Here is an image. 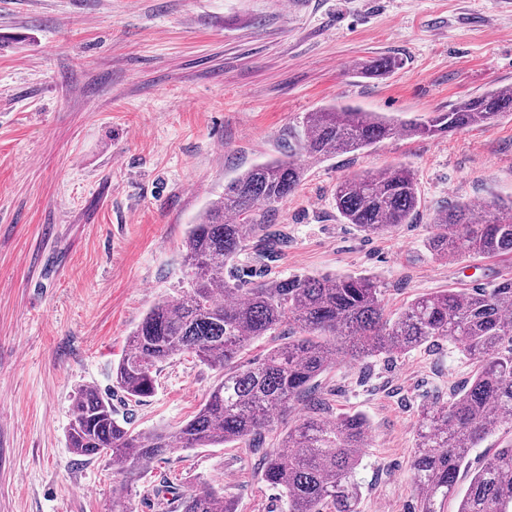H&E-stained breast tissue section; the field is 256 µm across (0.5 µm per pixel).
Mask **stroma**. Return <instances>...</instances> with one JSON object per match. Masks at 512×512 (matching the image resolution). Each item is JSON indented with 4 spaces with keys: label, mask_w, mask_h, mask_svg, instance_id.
Instances as JSON below:
<instances>
[{
    "label": "stroma",
    "mask_w": 512,
    "mask_h": 512,
    "mask_svg": "<svg viewBox=\"0 0 512 512\" xmlns=\"http://www.w3.org/2000/svg\"><path fill=\"white\" fill-rule=\"evenodd\" d=\"M383 56L401 68L361 77ZM510 86L512 0H0V512H112L121 478L108 458L67 446L79 388L111 397L137 431L175 428L205 402L220 373L193 354L162 364L137 404L112 370L148 309L185 290L184 241L206 203L286 156L305 113L339 102L425 120ZM302 163L276 210L288 245L270 275H370L391 315L512 276L510 258L449 262L425 247L437 211L512 198V114ZM393 164L417 179L413 222L378 236L342 223L337 181ZM472 371L443 341L320 377L334 414L369 422L359 512H417L419 410L447 403ZM291 423L257 449L166 453L130 483L129 508L165 512L156 487L210 485L238 512H288L256 462Z\"/></svg>",
    "instance_id": "stroma-1"
}]
</instances>
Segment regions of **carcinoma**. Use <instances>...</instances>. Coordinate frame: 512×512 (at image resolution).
Wrapping results in <instances>:
<instances>
[{
	"label": "carcinoma",
	"instance_id": "obj_1",
	"mask_svg": "<svg viewBox=\"0 0 512 512\" xmlns=\"http://www.w3.org/2000/svg\"><path fill=\"white\" fill-rule=\"evenodd\" d=\"M400 66L399 58L389 56L373 62L365 75L384 78ZM507 112L512 89L494 88L420 123L399 125L347 104L307 113L297 150L230 179L224 195L200 214L185 241L186 291L149 309L115 369L118 387L138 402L154 392L161 364L191 353L221 372L205 403L173 431L135 432L119 420L111 399L82 388L68 428L72 453L105 456L113 472L129 476L176 448L258 441L304 400L307 411L288 428L281 449L262 456V476L285 494L288 512H358L357 475L369 423L360 414L326 418L316 379L336 366L339 353L354 364L448 341L477 369L448 403L420 409L411 463L419 512H445L458 495L457 512H512V445L495 450L465 491L458 489L471 449L502 427L512 431V277L490 288H448L419 297L391 318L371 276L262 275L288 244L275 227L276 204L299 187L300 156L362 151L399 133L445 135ZM333 200L344 223L370 235L409 223L420 203L415 176L403 165L343 177ZM426 248L445 261L512 256V202H458L439 211ZM262 336H283L285 342L241 362L246 347ZM157 493L172 495L177 512H237L233 501L210 486L180 495L164 485Z\"/></svg>",
	"mask_w": 512,
	"mask_h": 512
}]
</instances>
